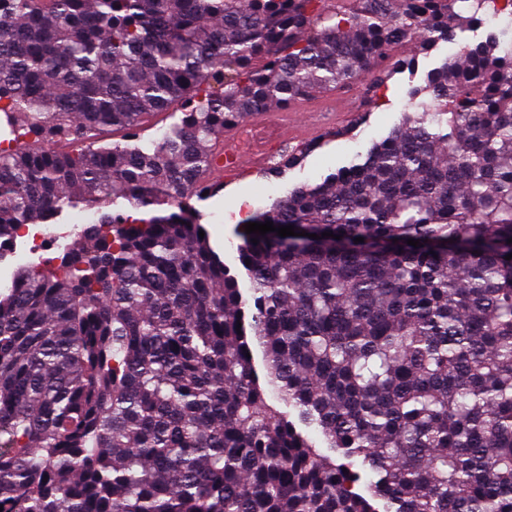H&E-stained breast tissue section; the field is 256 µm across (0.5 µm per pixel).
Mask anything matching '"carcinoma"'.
<instances>
[{"mask_svg": "<svg viewBox=\"0 0 512 512\" xmlns=\"http://www.w3.org/2000/svg\"><path fill=\"white\" fill-rule=\"evenodd\" d=\"M488 11L512 0H0V243L97 215L0 287V512H512V38L460 45L362 160L250 218L297 232L241 233L251 312L188 204L224 127L373 97L414 65L394 47ZM175 110L176 109L169 112H163L161 114H152L146 116L142 122V127L144 130H146L143 134V139L156 137L160 134L161 131L165 130V128L169 127L175 122H178L182 116V112L180 107L177 108V112H175Z\"/></svg>", "mask_w": 512, "mask_h": 512, "instance_id": "cac0c4a2", "label": "carcinoma"}]
</instances>
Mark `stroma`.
Listing matches in <instances>:
<instances>
[{
    "instance_id": "obj_1",
    "label": "stroma",
    "mask_w": 512,
    "mask_h": 512,
    "mask_svg": "<svg viewBox=\"0 0 512 512\" xmlns=\"http://www.w3.org/2000/svg\"><path fill=\"white\" fill-rule=\"evenodd\" d=\"M452 51V45L446 43L421 54L415 53L410 45L395 48L393 55L397 58L416 54L415 68L395 75L381 91L379 100L371 103L364 102L360 97L361 87L357 84L352 87L353 98L348 100L344 99L342 90L336 88L314 93L310 98L311 103L332 104L340 111L339 136L329 138L320 133L315 134L317 148L283 176H269L262 172L247 175L220 192L192 199L191 204L201 215L211 245L225 263L232 267L239 264V227L229 222L225 206L231 194L244 193L251 198L253 209H262L276 198L285 196L294 187L320 182L329 173L349 165L357 156L365 155L375 142L385 137L398 123L410 103L411 88L424 85L428 73L439 67Z\"/></svg>"
}]
</instances>
